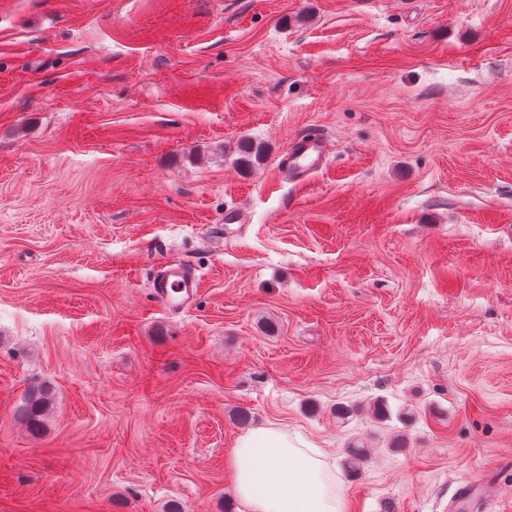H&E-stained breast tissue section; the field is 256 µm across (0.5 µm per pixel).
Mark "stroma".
Listing matches in <instances>:
<instances>
[{
  "label": "stroma",
  "instance_id": "1",
  "mask_svg": "<svg viewBox=\"0 0 512 512\" xmlns=\"http://www.w3.org/2000/svg\"><path fill=\"white\" fill-rule=\"evenodd\" d=\"M268 424L348 512H512V0H0V512H238ZM326 152V142L321 136L316 134L299 136L292 143L284 164V171L288 178L303 181L324 165ZM199 287V279L189 274L180 261L168 259L163 263L162 274L154 292L165 306L178 308L190 304ZM49 385H38L30 390L20 409L22 418L31 429L38 430L44 416L52 405L53 393Z\"/></svg>",
  "mask_w": 512,
  "mask_h": 512
}]
</instances>
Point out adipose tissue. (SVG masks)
Listing matches in <instances>:
<instances>
[{
	"label": "adipose tissue",
	"instance_id": "ef3b65f1",
	"mask_svg": "<svg viewBox=\"0 0 512 512\" xmlns=\"http://www.w3.org/2000/svg\"><path fill=\"white\" fill-rule=\"evenodd\" d=\"M231 467L246 512H347L344 494L314 447L278 426L241 436Z\"/></svg>",
	"mask_w": 512,
	"mask_h": 512
}]
</instances>
